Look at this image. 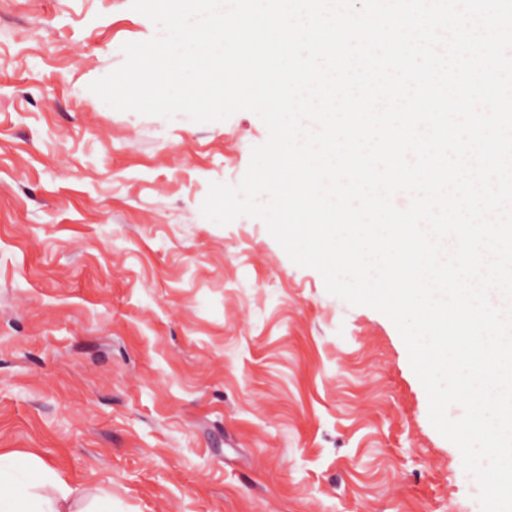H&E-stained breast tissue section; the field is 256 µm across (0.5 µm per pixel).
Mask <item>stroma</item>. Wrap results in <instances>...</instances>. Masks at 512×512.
<instances>
[{"label": "stroma", "instance_id": "1", "mask_svg": "<svg viewBox=\"0 0 512 512\" xmlns=\"http://www.w3.org/2000/svg\"><path fill=\"white\" fill-rule=\"evenodd\" d=\"M130 2L0 0V454L63 472L71 512H480L393 322L202 215L258 116L91 129L90 83L155 31Z\"/></svg>", "mask_w": 512, "mask_h": 512}]
</instances>
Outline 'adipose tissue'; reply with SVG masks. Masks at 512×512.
<instances>
[{"instance_id":"obj_1","label":"adipose tissue","mask_w":512,"mask_h":512,"mask_svg":"<svg viewBox=\"0 0 512 512\" xmlns=\"http://www.w3.org/2000/svg\"><path fill=\"white\" fill-rule=\"evenodd\" d=\"M27 465L36 471V478L22 493L0 495V512H67L66 504L73 493L67 481L57 471L41 468L35 455H28ZM48 484L57 489V497L41 494V487Z\"/></svg>"}]
</instances>
